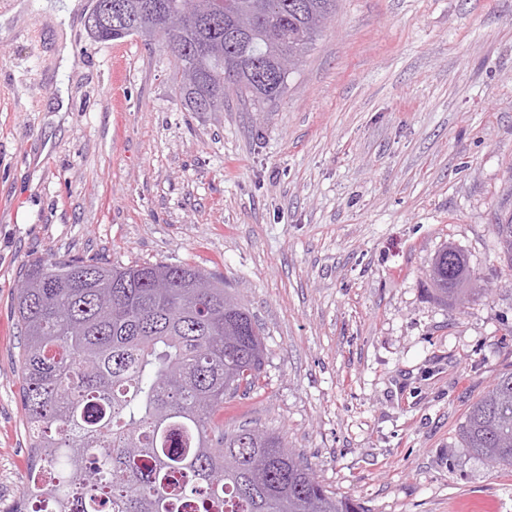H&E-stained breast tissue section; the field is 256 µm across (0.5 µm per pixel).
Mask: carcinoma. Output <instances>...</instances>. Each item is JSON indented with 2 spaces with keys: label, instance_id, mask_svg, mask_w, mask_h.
Instances as JSON below:
<instances>
[{
  "label": "carcinoma",
  "instance_id": "obj_1",
  "mask_svg": "<svg viewBox=\"0 0 512 512\" xmlns=\"http://www.w3.org/2000/svg\"><path fill=\"white\" fill-rule=\"evenodd\" d=\"M94 39L139 36L170 46L163 14L201 15L178 37L171 81L182 105L224 111L228 90L255 105L281 97L254 68L313 48L336 0H122ZM429 277L440 300L473 289L465 256L444 247ZM14 312L23 336L22 404L30 467L0 512H369L319 481L282 434L215 433L224 401L259 387L265 351L249 309L188 264L29 261ZM462 451L512 474V372L468 409Z\"/></svg>",
  "mask_w": 512,
  "mask_h": 512
}]
</instances>
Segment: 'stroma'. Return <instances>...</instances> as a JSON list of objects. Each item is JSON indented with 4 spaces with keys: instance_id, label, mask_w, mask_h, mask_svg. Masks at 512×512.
Wrapping results in <instances>:
<instances>
[{
    "instance_id": "1",
    "label": "stroma",
    "mask_w": 512,
    "mask_h": 512,
    "mask_svg": "<svg viewBox=\"0 0 512 512\" xmlns=\"http://www.w3.org/2000/svg\"><path fill=\"white\" fill-rule=\"evenodd\" d=\"M2 22L0 500L30 461L13 298L34 258L190 264L223 277L265 345L224 427L278 432L369 512H512V475L462 453L469 406L512 372V0H338L285 93L188 112L173 57ZM69 109L50 111L61 91ZM455 246L486 293L440 302Z\"/></svg>"
}]
</instances>
